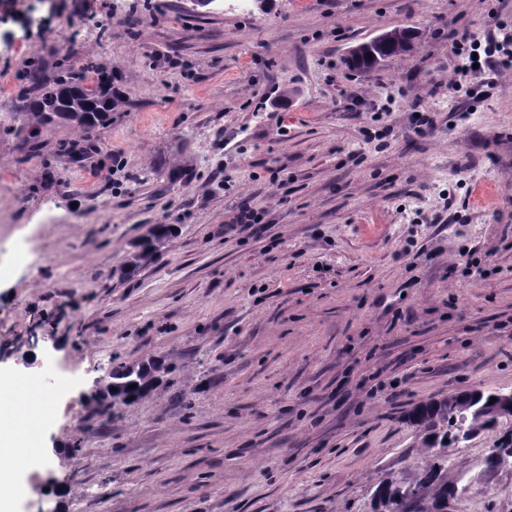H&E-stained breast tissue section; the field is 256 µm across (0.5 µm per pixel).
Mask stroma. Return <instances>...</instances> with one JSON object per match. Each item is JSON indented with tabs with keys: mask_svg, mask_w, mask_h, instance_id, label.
<instances>
[{
	"mask_svg": "<svg viewBox=\"0 0 512 512\" xmlns=\"http://www.w3.org/2000/svg\"><path fill=\"white\" fill-rule=\"evenodd\" d=\"M158 2L0 0V374L77 382L12 512H371L427 464L409 410L512 392V73L437 33L512 35V0ZM398 27L413 50L347 65ZM65 62L111 69L107 124L28 115ZM116 359L158 382L106 410ZM447 512H512V469Z\"/></svg>",
	"mask_w": 512,
	"mask_h": 512,
	"instance_id": "stroma-1",
	"label": "stroma"
}]
</instances>
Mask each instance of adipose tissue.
I'll list each match as a JSON object with an SVG mask.
<instances>
[{
    "mask_svg": "<svg viewBox=\"0 0 512 512\" xmlns=\"http://www.w3.org/2000/svg\"><path fill=\"white\" fill-rule=\"evenodd\" d=\"M36 372L18 379L0 378V395L9 394V405L0 406V507L22 496L24 486L15 477L17 463L41 457V415L47 400L30 402L27 393L38 386Z\"/></svg>",
    "mask_w": 512,
    "mask_h": 512,
    "instance_id": "adipose-tissue-1",
    "label": "adipose tissue"
}]
</instances>
